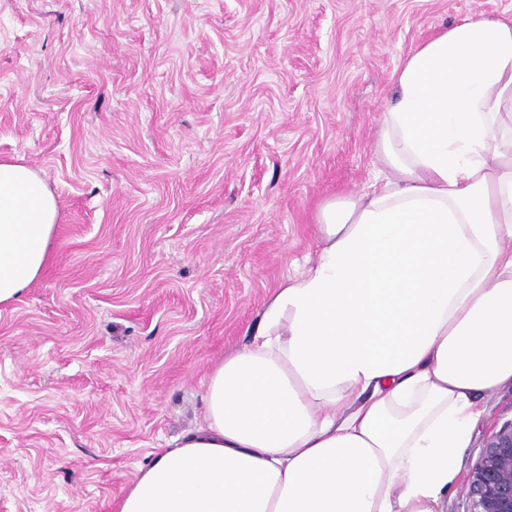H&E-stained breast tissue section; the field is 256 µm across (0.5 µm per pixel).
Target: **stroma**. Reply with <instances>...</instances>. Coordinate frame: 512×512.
<instances>
[{
  "label": "stroma",
  "instance_id": "obj_1",
  "mask_svg": "<svg viewBox=\"0 0 512 512\" xmlns=\"http://www.w3.org/2000/svg\"><path fill=\"white\" fill-rule=\"evenodd\" d=\"M480 14L512 0H0V158L60 204L0 306V512H117L314 262L318 206L377 177L394 71ZM481 404L446 512L512 385Z\"/></svg>",
  "mask_w": 512,
  "mask_h": 512
}]
</instances>
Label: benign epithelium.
<instances>
[{
  "mask_svg": "<svg viewBox=\"0 0 512 512\" xmlns=\"http://www.w3.org/2000/svg\"><path fill=\"white\" fill-rule=\"evenodd\" d=\"M468 512H512V421L492 434L466 487Z\"/></svg>",
  "mask_w": 512,
  "mask_h": 512,
  "instance_id": "benign-epithelium-1",
  "label": "benign epithelium"
}]
</instances>
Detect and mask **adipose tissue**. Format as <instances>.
Returning a JSON list of instances; mask_svg holds the SVG:
<instances>
[{
    "mask_svg": "<svg viewBox=\"0 0 512 512\" xmlns=\"http://www.w3.org/2000/svg\"><path fill=\"white\" fill-rule=\"evenodd\" d=\"M393 81L392 176L320 205L315 262L120 512H445L480 396L512 383V17L450 24ZM58 218L38 172L0 160V305L41 275Z\"/></svg>",
    "mask_w": 512,
    "mask_h": 512,
    "instance_id": "obj_1",
    "label": "adipose tissue"
}]
</instances>
